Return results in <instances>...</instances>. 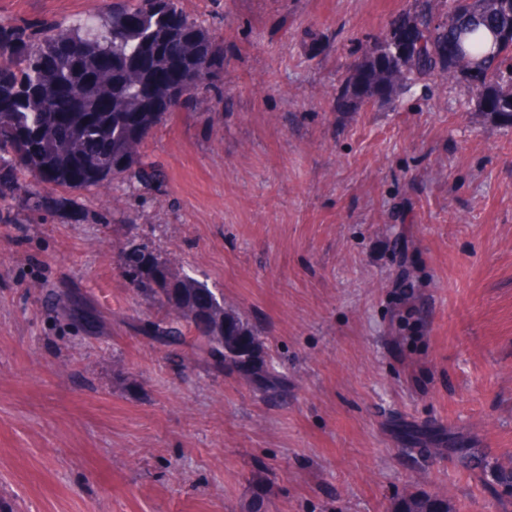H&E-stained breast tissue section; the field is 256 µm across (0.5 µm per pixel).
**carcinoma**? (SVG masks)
Returning a JSON list of instances; mask_svg holds the SVG:
<instances>
[{"label":"carcinoma","instance_id":"cac0c4a2","mask_svg":"<svg viewBox=\"0 0 512 512\" xmlns=\"http://www.w3.org/2000/svg\"><path fill=\"white\" fill-rule=\"evenodd\" d=\"M413 0L408 11L374 39L357 68L337 88L336 102L360 110L377 97L375 78L385 70L378 53L406 35L405 25L421 29L404 58L388 60L395 75L381 101L391 103L419 80H448V44L465 32L470 57L489 75L476 91L482 112L512 117V48H494L491 31L512 27V0ZM215 73L198 87L213 101L224 99V48L214 30L189 16L181 0H112L92 19L69 24L32 17L0 23V195L26 196L37 213L74 208V198L47 195L95 188L128 175L142 182H163V174L128 150L143 143L168 115L179 111L176 93L196 70ZM108 71L112 80L99 82ZM125 276L134 290L166 309L156 320L133 328L167 347H188L217 370L247 379L251 388L275 398L285 385L268 364L255 327L228 311L205 284L186 274L167 275L165 264L148 244L131 241ZM78 294L68 296L66 314L93 331L96 315ZM224 351V361L213 352ZM456 456L463 474L481 484L499 512H512V454L491 457L482 448H436ZM392 512H455L448 497L410 493L398 497Z\"/></svg>","mask_w":512,"mask_h":512}]
</instances>
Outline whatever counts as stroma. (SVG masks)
<instances>
[{
    "label": "stroma",
    "instance_id": "stroma-1",
    "mask_svg": "<svg viewBox=\"0 0 512 512\" xmlns=\"http://www.w3.org/2000/svg\"><path fill=\"white\" fill-rule=\"evenodd\" d=\"M409 0H182L224 46V100L170 114L113 219L0 195V512H392L447 492L496 512L451 456L512 451V122L462 80L338 108L336 89ZM97 0H0L68 22ZM258 329L287 379L269 400L153 344L131 238ZM77 291L101 320L66 318ZM422 322L395 317L407 298ZM422 433L403 452L402 426Z\"/></svg>",
    "mask_w": 512,
    "mask_h": 512
}]
</instances>
